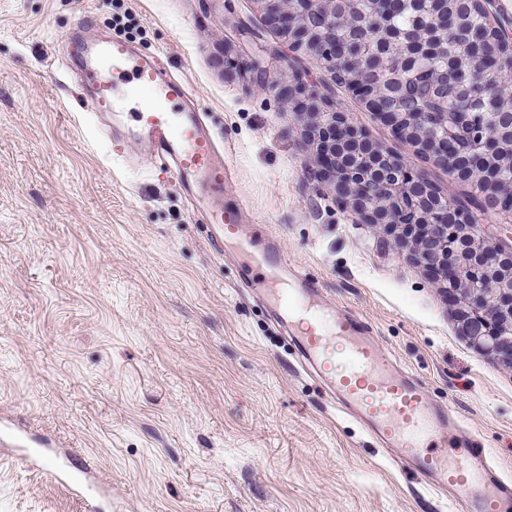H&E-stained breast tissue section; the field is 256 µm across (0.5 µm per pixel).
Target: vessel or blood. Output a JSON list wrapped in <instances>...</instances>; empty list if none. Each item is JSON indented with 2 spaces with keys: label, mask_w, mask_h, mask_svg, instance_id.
Masks as SVG:
<instances>
[{
  "label": "vessel or blood",
  "mask_w": 512,
  "mask_h": 512,
  "mask_svg": "<svg viewBox=\"0 0 512 512\" xmlns=\"http://www.w3.org/2000/svg\"><path fill=\"white\" fill-rule=\"evenodd\" d=\"M75 58L90 111L111 114L113 138L132 141L173 168L180 188L216 230L213 249L223 251L225 233L242 237L244 211L224 200V156L215 133L191 107L185 81L121 39L78 42ZM255 268L276 320L292 333L302 367L340 411L429 489L448 493L461 512H512V478L466 435L449 438L458 426L450 409L378 345L361 317H327L319 288L291 271L273 241L257 250Z\"/></svg>",
  "instance_id": "vessel-or-blood-1"
}]
</instances>
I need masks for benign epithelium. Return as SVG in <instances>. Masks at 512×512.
<instances>
[{
    "mask_svg": "<svg viewBox=\"0 0 512 512\" xmlns=\"http://www.w3.org/2000/svg\"><path fill=\"white\" fill-rule=\"evenodd\" d=\"M258 2L266 22L277 28L279 44L249 60L255 87H269L271 68L290 60H311L338 78L336 60L320 55L315 44H305L297 30L299 20L315 12L323 19L320 39L335 41L336 0ZM476 4L487 30L512 47V23L503 17L499 0H476ZM447 53L448 43L413 29L404 34L403 48L392 54L400 66L388 64L383 55L377 69L364 71L366 83H348L351 92L378 114L397 139L445 169L448 137L431 133L436 127L448 126L445 114L383 112L379 104L386 95L384 84L395 81L398 68L417 70ZM275 92L294 116L313 119L311 138L321 164L319 175L330 178L336 197L349 209L353 221L383 228L409 248L408 257L439 269V287L454 296L469 340L484 353L512 365V236L478 242L482 218L493 216L498 224H512V208L494 203L500 195L497 187L512 188V177L488 176L479 189L469 183L471 196L463 201L413 170L403 156L368 139L345 113L333 110L329 95L304 81L298 69ZM459 125L466 127V133L453 142L459 167L474 158L487 160L512 141V117L491 129L471 126L465 120ZM477 323L483 331L474 334L470 329Z\"/></svg>",
    "mask_w": 512,
    "mask_h": 512,
    "instance_id": "benign-epithelium-1",
    "label": "benign epithelium"
}]
</instances>
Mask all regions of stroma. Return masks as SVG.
<instances>
[{"label": "stroma", "instance_id": "stroma-1", "mask_svg": "<svg viewBox=\"0 0 512 512\" xmlns=\"http://www.w3.org/2000/svg\"><path fill=\"white\" fill-rule=\"evenodd\" d=\"M257 0H0V512H458L422 488L310 375L173 175L83 107L70 38H120L189 86L224 147L228 196L336 314L362 317L428 394L512 472V366L478 352L392 235L352 223L304 131L246 70ZM337 110L411 167L345 85ZM90 466L84 492L52 472Z\"/></svg>", "mask_w": 512, "mask_h": 512}]
</instances>
